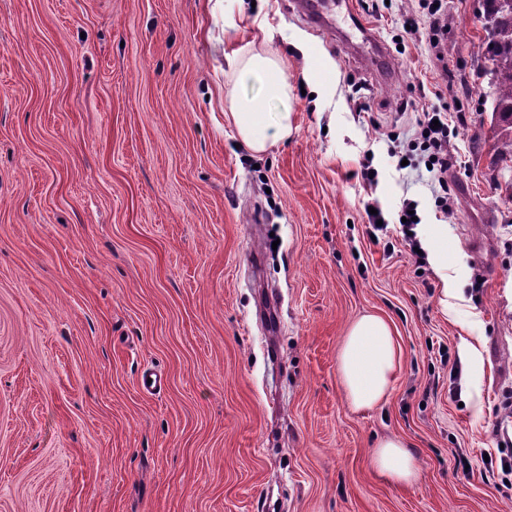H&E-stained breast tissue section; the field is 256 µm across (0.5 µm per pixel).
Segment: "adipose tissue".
<instances>
[{"mask_svg":"<svg viewBox=\"0 0 512 512\" xmlns=\"http://www.w3.org/2000/svg\"><path fill=\"white\" fill-rule=\"evenodd\" d=\"M236 73L239 87L253 85L257 91L245 98L233 90L226 100L241 142L260 154L294 131L290 85L279 57L269 52L241 55ZM401 362V345L384 317L366 314L351 324L339 353L337 377L354 410L373 409L388 397ZM370 455L386 482L409 486L417 482L419 459L402 437L378 441Z\"/></svg>","mask_w":512,"mask_h":512,"instance_id":"adipose-tissue-1","label":"adipose tissue"}]
</instances>
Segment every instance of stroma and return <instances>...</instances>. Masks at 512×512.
<instances>
[{
    "mask_svg": "<svg viewBox=\"0 0 512 512\" xmlns=\"http://www.w3.org/2000/svg\"><path fill=\"white\" fill-rule=\"evenodd\" d=\"M352 2L390 82L293 0H0V512H512V474L486 463L512 433V173L482 0H448L436 46L418 0ZM242 48L279 54L292 89L295 131L262 154L225 100ZM306 55L328 80L312 97ZM426 109L450 115L448 216L398 166ZM407 199L454 298L403 239ZM366 313L403 360L361 412L336 370ZM393 435L414 486L370 466Z\"/></svg>",
    "mask_w": 512,
    "mask_h": 512,
    "instance_id": "stroma-1",
    "label": "stroma"
}]
</instances>
